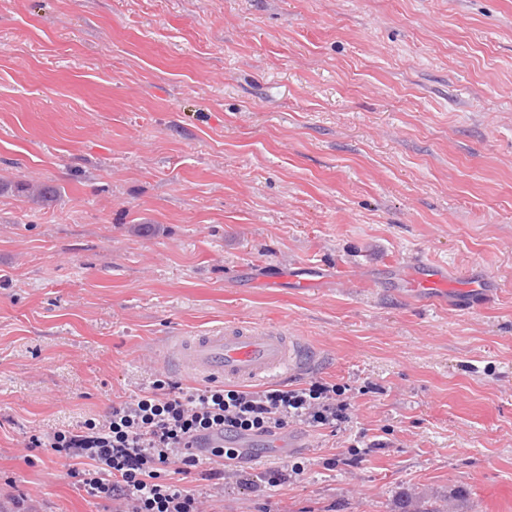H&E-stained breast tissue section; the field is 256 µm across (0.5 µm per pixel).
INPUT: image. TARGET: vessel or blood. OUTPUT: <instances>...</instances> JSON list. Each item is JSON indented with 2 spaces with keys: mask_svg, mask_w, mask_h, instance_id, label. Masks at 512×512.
Segmentation results:
<instances>
[{
  "mask_svg": "<svg viewBox=\"0 0 512 512\" xmlns=\"http://www.w3.org/2000/svg\"><path fill=\"white\" fill-rule=\"evenodd\" d=\"M166 361L202 382H276L309 366L299 337L279 326H220L171 338Z\"/></svg>",
  "mask_w": 512,
  "mask_h": 512,
  "instance_id": "1",
  "label": "vessel or blood"
}]
</instances>
